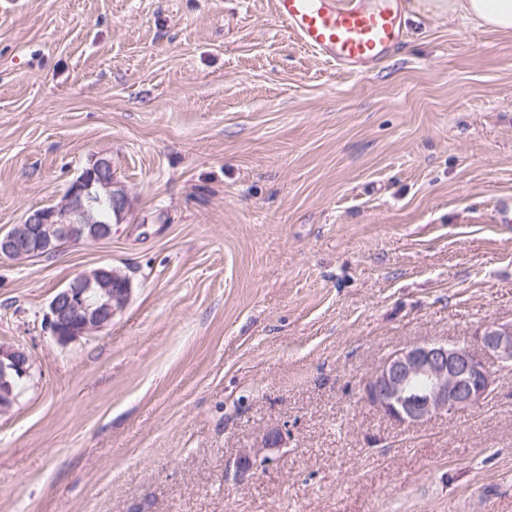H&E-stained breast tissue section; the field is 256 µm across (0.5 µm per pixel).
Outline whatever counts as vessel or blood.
Segmentation results:
<instances>
[{"instance_id": "vessel-or-blood-1", "label": "vessel or blood", "mask_w": 512, "mask_h": 512, "mask_svg": "<svg viewBox=\"0 0 512 512\" xmlns=\"http://www.w3.org/2000/svg\"><path fill=\"white\" fill-rule=\"evenodd\" d=\"M291 34L339 72L362 75L404 45L403 0H275Z\"/></svg>"}]
</instances>
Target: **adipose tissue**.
I'll return each instance as SVG.
<instances>
[{
    "mask_svg": "<svg viewBox=\"0 0 512 512\" xmlns=\"http://www.w3.org/2000/svg\"><path fill=\"white\" fill-rule=\"evenodd\" d=\"M417 8L435 16L458 17L473 28L512 30V0H415Z\"/></svg>",
    "mask_w": 512,
    "mask_h": 512,
    "instance_id": "1",
    "label": "adipose tissue"
}]
</instances>
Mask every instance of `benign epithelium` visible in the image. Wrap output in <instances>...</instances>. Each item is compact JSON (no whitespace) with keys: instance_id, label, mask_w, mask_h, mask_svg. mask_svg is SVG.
<instances>
[{"instance_id":"benign-epithelium-1","label":"benign epithelium","mask_w":512,"mask_h":512,"mask_svg":"<svg viewBox=\"0 0 512 512\" xmlns=\"http://www.w3.org/2000/svg\"><path fill=\"white\" fill-rule=\"evenodd\" d=\"M110 165L107 159L97 160L69 185L57 204L29 213L0 232V258L24 260L50 254L77 238L112 237L110 224H98L86 237L80 232L83 224H97L101 199H107L119 217L128 207L127 191L112 179ZM122 278L120 272L101 266L79 274L59 290L46 315L53 338L66 344L109 326L132 295L130 281L117 287ZM489 357L512 367V322L483 326L471 344L424 342L395 351L367 378L364 397L386 417L407 426L425 423L438 413L476 408L494 392L496 376L486 363ZM30 370L31 358L24 349L0 344V412L14 405L15 381ZM418 379L426 385L416 391L412 384ZM258 461L256 452L242 451L234 463L236 475L245 477Z\"/></svg>"}]
</instances>
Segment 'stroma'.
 I'll list each match as a JSON object with an SVG mask.
<instances>
[{"instance_id":"stroma-1","label":"stroma","mask_w":512,"mask_h":512,"mask_svg":"<svg viewBox=\"0 0 512 512\" xmlns=\"http://www.w3.org/2000/svg\"><path fill=\"white\" fill-rule=\"evenodd\" d=\"M412 3L355 76L275 0H0V232L101 158L130 199L108 239L0 259V343L32 359L0 512H512V368L414 427L363 394L512 322V32ZM102 265L130 303L58 344L50 300Z\"/></svg>"}]
</instances>
